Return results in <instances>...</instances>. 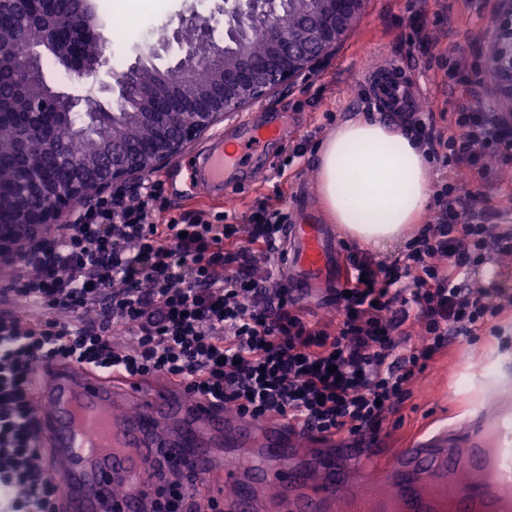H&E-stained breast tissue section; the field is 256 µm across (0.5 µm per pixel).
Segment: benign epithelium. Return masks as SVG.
I'll return each instance as SVG.
<instances>
[{
  "mask_svg": "<svg viewBox=\"0 0 512 512\" xmlns=\"http://www.w3.org/2000/svg\"><path fill=\"white\" fill-rule=\"evenodd\" d=\"M369 0H213L207 14L196 10L179 16L175 26L166 25L155 41L139 48L135 61L120 74L109 68L110 51L102 50L86 63L72 59L66 43L50 23H37L29 0H0V13L10 11L16 25L0 30V67L16 73L9 86H0V129L11 130L0 138V213L11 216L12 226L0 228V269L11 265L21 244L45 241L63 231L64 215L108 190L130 195L148 173L164 168L190 144L201 139L224 119L252 105L295 87L322 70L336 55ZM494 21L493 51L488 67L499 75L500 96L512 103V0ZM68 20L70 34L83 36L94 28L87 0H73ZM293 7L295 24L303 36L297 38L276 22L279 6ZM194 25L199 39L186 44L180 29ZM254 35L265 43L258 58L247 49ZM177 48V61L165 70L151 60ZM70 77L82 72L96 77L99 90L116 95L123 109L107 110L86 96L48 88L44 97L31 101L26 82L42 74L44 55ZM191 67L195 80L181 81L180 72ZM168 98H178L186 112L165 109ZM102 122L108 129L105 146L91 144L75 157L68 141L43 122L49 113L70 124L79 113ZM134 113L152 131L147 146L129 142L124 125ZM62 164L75 172L65 182H48L44 162ZM25 167L30 180L16 185L12 170Z\"/></svg>",
  "mask_w": 512,
  "mask_h": 512,
  "instance_id": "1",
  "label": "benign epithelium"
}]
</instances>
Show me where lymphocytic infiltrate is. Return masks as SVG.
I'll return each instance as SVG.
<instances>
[{
	"label": "lymphocytic infiltrate",
	"instance_id": "1",
	"mask_svg": "<svg viewBox=\"0 0 512 512\" xmlns=\"http://www.w3.org/2000/svg\"><path fill=\"white\" fill-rule=\"evenodd\" d=\"M455 132L428 137L456 173L490 180L512 166V120L459 112ZM436 214L399 267L350 252L314 319L276 283L271 255L288 216L266 202L230 224L171 213L166 186L146 177L135 202L83 205L51 240L23 248L0 287V512H59L60 482L42 464L33 367L64 360L109 377L162 375L187 393L255 419L285 418L322 439L375 441L408 386L456 336L488 329L505 310L469 275L486 253L512 254V219L482 192L434 193ZM43 312L28 319L30 309ZM98 319H90V312ZM419 336L406 348L399 339ZM148 512H222L161 472Z\"/></svg>",
	"mask_w": 512,
	"mask_h": 512
}]
</instances>
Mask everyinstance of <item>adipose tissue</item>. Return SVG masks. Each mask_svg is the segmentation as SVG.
<instances>
[{
    "instance_id": "obj_1",
    "label": "adipose tissue",
    "mask_w": 512,
    "mask_h": 512,
    "mask_svg": "<svg viewBox=\"0 0 512 512\" xmlns=\"http://www.w3.org/2000/svg\"><path fill=\"white\" fill-rule=\"evenodd\" d=\"M319 191L330 221L374 248L404 240L432 194L429 150L405 127L357 116L318 149Z\"/></svg>"
}]
</instances>
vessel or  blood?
<instances>
[{
    "label": "vessel or blood",
    "mask_w": 512,
    "mask_h": 512,
    "mask_svg": "<svg viewBox=\"0 0 512 512\" xmlns=\"http://www.w3.org/2000/svg\"><path fill=\"white\" fill-rule=\"evenodd\" d=\"M374 91L387 109L418 99L408 75L376 65ZM287 120L272 117L245 139L211 140L196 159V187L223 190L226 172L274 140ZM294 299L336 278L340 243L325 225H285ZM45 464L61 479L63 512H145L159 467L183 484H206L225 512H252L258 494L287 493V512H512V392L470 430L443 427L415 436L387 462L358 448L310 460L309 433L287 421H256L187 398L163 382L102 378L76 364L37 370Z\"/></svg>",
    "instance_id": "obj_1"
}]
</instances>
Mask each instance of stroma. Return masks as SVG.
Masks as SVG:
<instances>
[{
  "label": "stroma",
  "instance_id": "stroma-1",
  "mask_svg": "<svg viewBox=\"0 0 512 512\" xmlns=\"http://www.w3.org/2000/svg\"><path fill=\"white\" fill-rule=\"evenodd\" d=\"M209 6V0H165L147 28L115 29L112 69H127L135 58V46L177 22L179 14L192 9L204 14ZM499 9L500 0H370L325 69L244 112V119L255 125L272 114H285L294 127L287 145H271L234 171L230 179L238 189L225 200L204 189L191 197L185 194L195 156L208 144L207 139L198 140L160 172L172 208L222 211L228 223L239 224L258 203L277 198L289 223H301L310 215L317 223H327L317 189L316 149L347 119L359 115L392 119V112L377 102L370 83L377 64L407 70L423 96L420 111L434 130H447L465 101L458 83L463 76L476 83L474 97L467 100L472 109L506 112L496 86L485 78ZM452 60L459 63V72L449 71ZM499 324L501 337L484 332L473 341L461 336L436 355L411 384L409 398L389 416L369 455L388 458L426 426L461 419L512 384V310L500 317Z\"/></svg>",
  "mask_w": 512,
  "mask_h": 512
}]
</instances>
